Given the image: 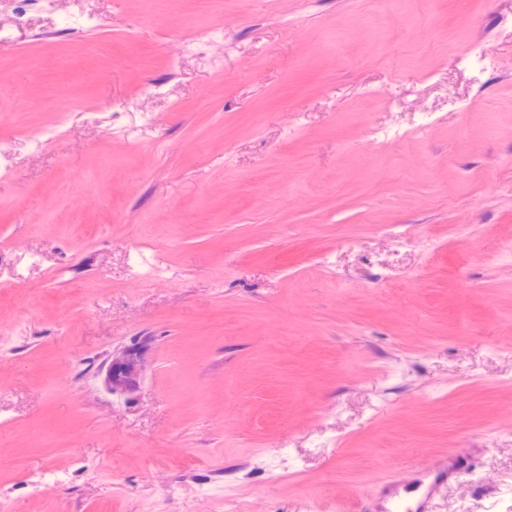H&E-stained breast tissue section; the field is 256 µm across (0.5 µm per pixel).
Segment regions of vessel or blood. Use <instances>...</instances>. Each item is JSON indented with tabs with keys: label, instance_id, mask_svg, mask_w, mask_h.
I'll return each mask as SVG.
<instances>
[{
	"label": "vessel or blood",
	"instance_id": "1",
	"mask_svg": "<svg viewBox=\"0 0 512 512\" xmlns=\"http://www.w3.org/2000/svg\"><path fill=\"white\" fill-rule=\"evenodd\" d=\"M474 461L451 454L431 455L419 466L385 477L362 502V512H433L441 488L473 472Z\"/></svg>",
	"mask_w": 512,
	"mask_h": 512
}]
</instances>
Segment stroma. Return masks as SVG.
Returning a JSON list of instances; mask_svg holds the SVG:
<instances>
[{
	"label": "stroma",
	"instance_id": "obj_1",
	"mask_svg": "<svg viewBox=\"0 0 512 512\" xmlns=\"http://www.w3.org/2000/svg\"><path fill=\"white\" fill-rule=\"evenodd\" d=\"M0 27V512H360L428 451L512 512V0ZM148 349L146 340H133L117 352L105 365L104 385L112 393L126 401L134 400L141 389Z\"/></svg>",
	"mask_w": 512,
	"mask_h": 512
}]
</instances>
